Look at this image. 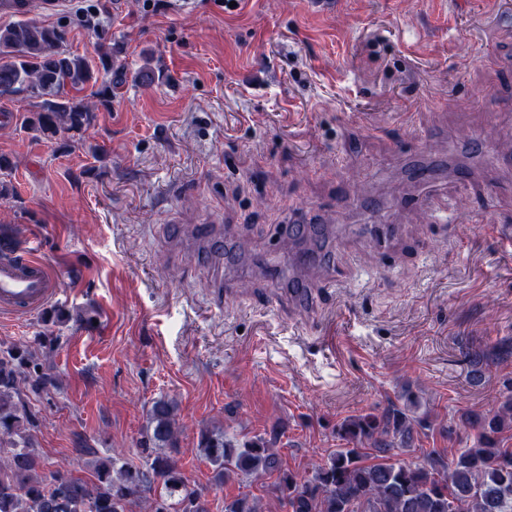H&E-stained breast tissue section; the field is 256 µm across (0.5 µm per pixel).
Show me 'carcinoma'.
<instances>
[{
  "label": "carcinoma",
  "instance_id": "obj_1",
  "mask_svg": "<svg viewBox=\"0 0 512 512\" xmlns=\"http://www.w3.org/2000/svg\"><path fill=\"white\" fill-rule=\"evenodd\" d=\"M62 42L56 28L35 21L0 28V97L27 87L43 98L24 128L45 137L87 130L112 98V47L92 62ZM89 87L92 101L82 96ZM467 355L481 372L512 357V339L471 347ZM25 379L35 393L56 383L33 350L0 342V512H209L175 457L173 401H153L141 465L116 456L91 460L90 484L40 472L32 420L19 400ZM421 424L406 404L350 417L339 428L344 446L301 471L284 467L280 449L264 438L240 442L206 430L199 450L219 484L272 478L268 493L283 512H512V448L500 447V436L512 430L511 394L484 413L461 417L476 441L452 459L432 449L421 462L392 460V450L413 448ZM224 512L265 510L261 497L240 492L224 497Z\"/></svg>",
  "mask_w": 512,
  "mask_h": 512
}]
</instances>
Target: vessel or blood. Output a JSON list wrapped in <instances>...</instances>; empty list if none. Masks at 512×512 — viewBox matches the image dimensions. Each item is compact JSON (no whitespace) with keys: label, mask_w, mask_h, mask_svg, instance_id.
<instances>
[{"label":"vessel or blood","mask_w":512,"mask_h":512,"mask_svg":"<svg viewBox=\"0 0 512 512\" xmlns=\"http://www.w3.org/2000/svg\"><path fill=\"white\" fill-rule=\"evenodd\" d=\"M39 4L43 14L53 15L65 10L68 0H0V17L27 16L32 4ZM288 223L273 227L276 241L292 248L290 268L279 278L275 296L287 300L295 312L305 313L315 306L319 289L335 286L334 265L329 262L323 245L336 232L335 225L322 224L304 210L289 211ZM399 227L395 224H366L363 237L372 249L384 255L392 251ZM228 232L220 224L184 226L181 244L190 253L201 255L221 245ZM277 248L268 252L272 266H280ZM57 293V281L36 249L0 256V314L29 316L45 309Z\"/></svg>","instance_id":"obj_1"}]
</instances>
